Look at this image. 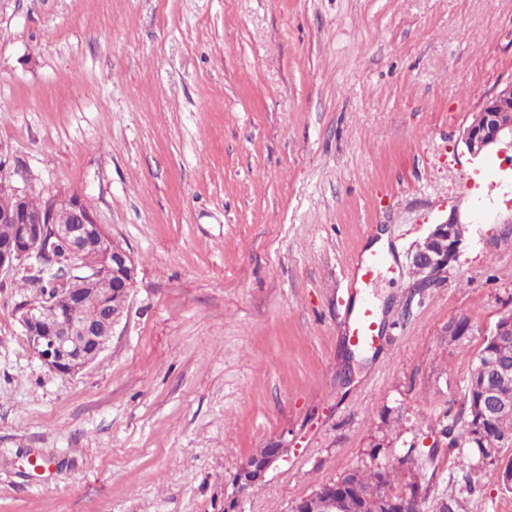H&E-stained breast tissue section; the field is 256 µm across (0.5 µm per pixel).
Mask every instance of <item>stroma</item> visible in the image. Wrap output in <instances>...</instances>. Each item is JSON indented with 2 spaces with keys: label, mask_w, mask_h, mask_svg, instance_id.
<instances>
[{
  "label": "stroma",
  "mask_w": 512,
  "mask_h": 512,
  "mask_svg": "<svg viewBox=\"0 0 512 512\" xmlns=\"http://www.w3.org/2000/svg\"><path fill=\"white\" fill-rule=\"evenodd\" d=\"M510 77L512 0H0L12 185L81 195L137 266L74 376L35 357L33 290L0 274V512H224L276 445L241 512H289L378 444L434 472L422 512H512L498 465L431 452L512 312V146L461 141ZM454 211L464 249L418 290L411 249ZM359 303L383 340L346 384ZM287 448H266L264 456L260 454L248 458L239 468L234 479L236 497H243L259 485L266 471L287 454Z\"/></svg>",
  "instance_id": "obj_1"
}]
</instances>
